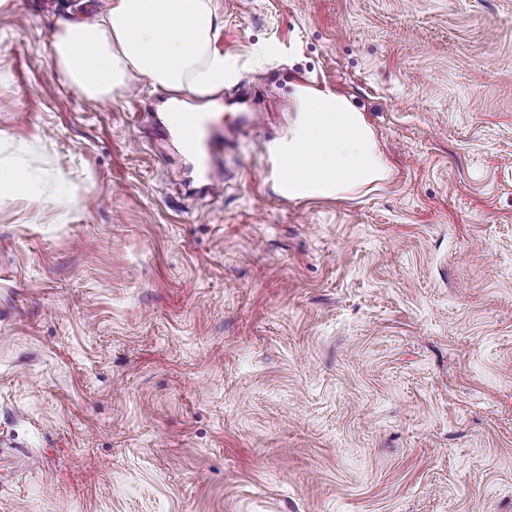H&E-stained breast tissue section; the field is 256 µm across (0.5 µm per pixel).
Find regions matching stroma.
Returning a JSON list of instances; mask_svg holds the SVG:
<instances>
[{
  "label": "stroma",
  "mask_w": 512,
  "mask_h": 512,
  "mask_svg": "<svg viewBox=\"0 0 512 512\" xmlns=\"http://www.w3.org/2000/svg\"><path fill=\"white\" fill-rule=\"evenodd\" d=\"M262 123L183 195L141 125L0 10V512H512V0H216ZM347 96L391 166L289 201L296 86Z\"/></svg>",
  "instance_id": "obj_1"
}]
</instances>
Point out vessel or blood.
<instances>
[{"mask_svg":"<svg viewBox=\"0 0 512 512\" xmlns=\"http://www.w3.org/2000/svg\"><path fill=\"white\" fill-rule=\"evenodd\" d=\"M258 118L254 111L232 119L216 112H171L153 134L159 139L176 137L183 157L195 159L203 170L201 192L215 193L224 188L225 155L256 126Z\"/></svg>","mask_w":512,"mask_h":512,"instance_id":"vessel-or-blood-1","label":"vessel or blood"}]
</instances>
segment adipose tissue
<instances>
[{
    "mask_svg": "<svg viewBox=\"0 0 512 512\" xmlns=\"http://www.w3.org/2000/svg\"><path fill=\"white\" fill-rule=\"evenodd\" d=\"M220 22L211 0H107L95 19L60 21L53 62L82 95L103 101L143 78L169 91L166 112L186 96L223 87L230 67L213 48ZM287 132L267 146L281 197L343 199L388 180L389 165L363 112L331 90L296 87Z\"/></svg>",
    "mask_w": 512,
    "mask_h": 512,
    "instance_id": "1",
    "label": "adipose tissue"
}]
</instances>
